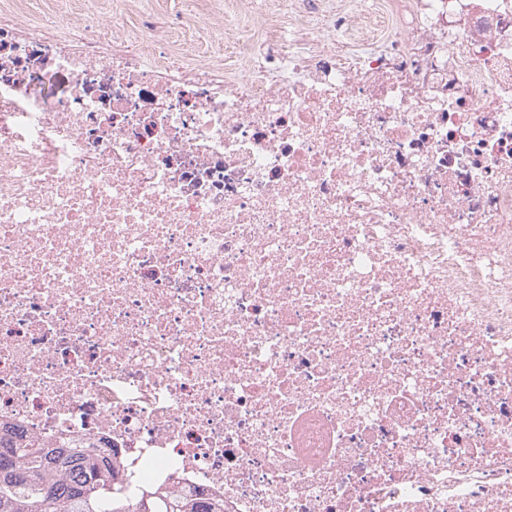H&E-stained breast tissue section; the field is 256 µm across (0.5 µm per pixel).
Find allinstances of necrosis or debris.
<instances>
[{
  "label": "necrosis or debris",
  "instance_id": "1",
  "mask_svg": "<svg viewBox=\"0 0 512 512\" xmlns=\"http://www.w3.org/2000/svg\"><path fill=\"white\" fill-rule=\"evenodd\" d=\"M245 68L0 9V435L213 512H512V0H251Z\"/></svg>",
  "mask_w": 512,
  "mask_h": 512
}]
</instances>
